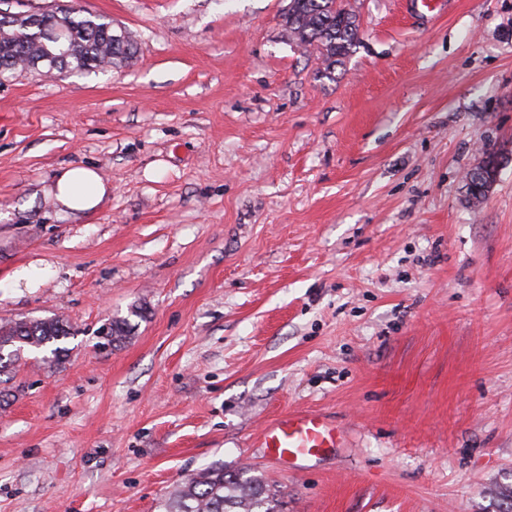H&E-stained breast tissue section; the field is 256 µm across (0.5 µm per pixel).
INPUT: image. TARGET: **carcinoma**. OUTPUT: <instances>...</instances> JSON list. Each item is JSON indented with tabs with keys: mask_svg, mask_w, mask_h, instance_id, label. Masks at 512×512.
Listing matches in <instances>:
<instances>
[{
	"mask_svg": "<svg viewBox=\"0 0 512 512\" xmlns=\"http://www.w3.org/2000/svg\"><path fill=\"white\" fill-rule=\"evenodd\" d=\"M285 29L300 45L318 50L317 74L336 79V71L359 43L354 13L337 0H289ZM137 41L112 20L80 13L58 22L42 16L40 26L19 23L0 30V76L11 78L34 58L45 57L62 72L88 71L111 65L120 68L138 56ZM130 333L126 319L109 325L107 341L114 343ZM72 335L59 317L19 319L0 323V374L28 349H48L47 362L59 364L67 349L58 341ZM161 512H280L278 501L265 480L248 468L226 469L222 464L194 473L159 505Z\"/></svg>",
	"mask_w": 512,
	"mask_h": 512,
	"instance_id": "carcinoma-1",
	"label": "carcinoma"
}]
</instances>
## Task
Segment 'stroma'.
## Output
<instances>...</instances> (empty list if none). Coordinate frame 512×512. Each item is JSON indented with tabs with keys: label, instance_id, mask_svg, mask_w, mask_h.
I'll return each mask as SVG.
<instances>
[{
	"label": "stroma",
	"instance_id": "35a3bbf8",
	"mask_svg": "<svg viewBox=\"0 0 512 512\" xmlns=\"http://www.w3.org/2000/svg\"><path fill=\"white\" fill-rule=\"evenodd\" d=\"M77 3L140 53L0 83V322L75 331L61 364L0 375V512H160L215 463L281 512H499L512 0H343L360 42L332 81L289 40V0ZM71 165L108 187L93 211L44 194ZM300 410L341 447L269 459L260 431Z\"/></svg>",
	"mask_w": 512,
	"mask_h": 512
}]
</instances>
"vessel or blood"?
<instances>
[{"label": "vessel or blood", "mask_w": 512, "mask_h": 512, "mask_svg": "<svg viewBox=\"0 0 512 512\" xmlns=\"http://www.w3.org/2000/svg\"><path fill=\"white\" fill-rule=\"evenodd\" d=\"M342 433L324 415L314 411H293L267 424L257 438L268 457L283 461L307 458L338 447Z\"/></svg>", "instance_id": "b4317fda"}]
</instances>
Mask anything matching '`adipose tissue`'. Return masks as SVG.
Returning a JSON list of instances; mask_svg holds the SVG:
<instances>
[{"label": "adipose tissue", "instance_id": "ef3b65f1", "mask_svg": "<svg viewBox=\"0 0 512 512\" xmlns=\"http://www.w3.org/2000/svg\"><path fill=\"white\" fill-rule=\"evenodd\" d=\"M48 193L62 210L85 212L100 204L106 186L92 167L71 166L58 173Z\"/></svg>", "mask_w": 512, "mask_h": 512}]
</instances>
